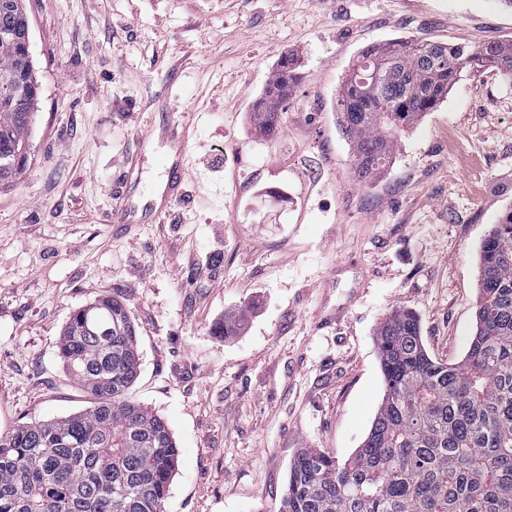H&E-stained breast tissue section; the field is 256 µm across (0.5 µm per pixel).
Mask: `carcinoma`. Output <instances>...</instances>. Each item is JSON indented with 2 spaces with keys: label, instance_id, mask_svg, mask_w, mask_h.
<instances>
[{
  "label": "carcinoma",
  "instance_id": "carcinoma-1",
  "mask_svg": "<svg viewBox=\"0 0 512 512\" xmlns=\"http://www.w3.org/2000/svg\"><path fill=\"white\" fill-rule=\"evenodd\" d=\"M22 0H0V79L17 70ZM464 60L455 45L408 38L365 47L340 86L339 123L355 176L386 172L402 132L448 96L468 70L512 75V40ZM22 107L0 106V185L28 165L40 85L20 77ZM296 82L281 59L252 108L263 136ZM476 331L455 364L429 356L417 316L395 309L376 329L385 391L365 440L347 459L305 448L291 461L280 512H512V212L480 253ZM59 354L87 406L0 436V512H164L178 466L166 423L129 393L140 350L125 299L100 296L71 314Z\"/></svg>",
  "mask_w": 512,
  "mask_h": 512
}]
</instances>
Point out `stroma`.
<instances>
[{
  "mask_svg": "<svg viewBox=\"0 0 512 512\" xmlns=\"http://www.w3.org/2000/svg\"><path fill=\"white\" fill-rule=\"evenodd\" d=\"M41 85L31 160L0 186V434L85 405L58 353L70 315L121 295L132 393L179 449L166 512H279L302 449L350 456L384 394L375 331L414 312L433 359L465 355L479 250L512 212V77L463 72L366 183L336 112L360 50L396 37L512 40L502 0H25ZM274 136L250 124L282 57ZM192 120L210 201L125 230ZM136 180L120 193L125 162ZM243 324L216 335L225 319Z\"/></svg>",
  "mask_w": 512,
  "mask_h": 512,
  "instance_id": "stroma-1",
  "label": "stroma"
}]
</instances>
